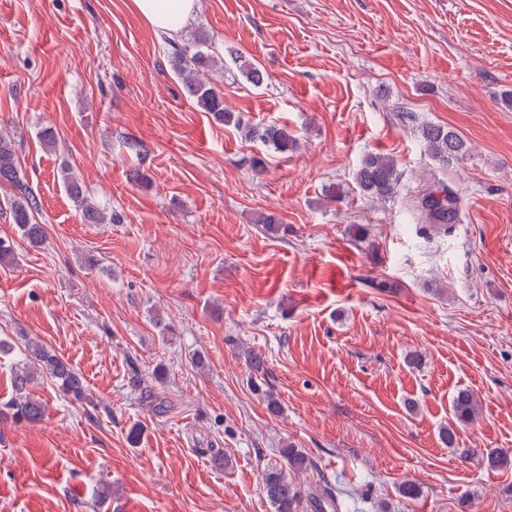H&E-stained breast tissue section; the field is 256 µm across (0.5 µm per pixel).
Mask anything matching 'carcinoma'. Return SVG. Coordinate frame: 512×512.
I'll return each instance as SVG.
<instances>
[{
	"label": "carcinoma",
	"mask_w": 512,
	"mask_h": 512,
	"mask_svg": "<svg viewBox=\"0 0 512 512\" xmlns=\"http://www.w3.org/2000/svg\"><path fill=\"white\" fill-rule=\"evenodd\" d=\"M171 62L180 76L187 96L203 112L211 115L220 124L233 120V114L224 110V97L218 93L207 78L219 59L212 50V38L201 33L196 38V50L189 54L187 49L177 44L171 45ZM234 64L247 82L259 85L263 73L250 60L240 54L232 56ZM421 138L429 154L444 164H448L469 151L467 142L453 129L442 125H424L420 129ZM245 137L259 139L275 150L286 153L296 146V138L288 129L278 124L248 125ZM63 181L69 195L77 203L81 217L90 224H102L106 215L91 204L83 195V190L71 176L69 169L62 170ZM400 178L394 160L388 156L370 153L365 155L356 171L355 181L361 191L372 198L383 199L391 195ZM8 183L20 191V197L11 202L13 222L21 233L34 245L43 240V229L31 223L32 212L38 210L39 200L27 191L19 177L15 141L7 135H0V185ZM409 209L417 219L440 229L456 222L458 201L454 192L445 184H429L410 201ZM21 368L14 375L15 393L0 403V416L12 418L17 423H37L45 415V404L30 392L29 386L38 377L52 379L60 391L76 400L86 397L82 380L78 373L64 363L43 344L28 336L24 337ZM452 414L456 422L469 423L478 413V403L474 394L466 389L455 393L451 402ZM483 454L487 462L500 465L507 461V453L495 448L486 452L479 448H466L460 457ZM280 462L270 464L262 472V488L274 512H299L308 507L313 512H341L344 507L342 492L324 483L303 492L300 485L288 479V472L305 471L312 461L299 448L289 445L279 449Z\"/></svg>",
	"instance_id": "1"
}]
</instances>
